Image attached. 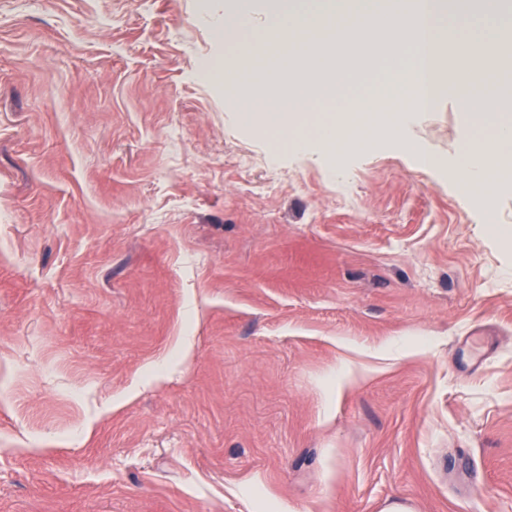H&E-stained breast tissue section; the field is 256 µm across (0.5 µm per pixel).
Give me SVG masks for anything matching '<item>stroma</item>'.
I'll return each instance as SVG.
<instances>
[{
  "mask_svg": "<svg viewBox=\"0 0 512 512\" xmlns=\"http://www.w3.org/2000/svg\"><path fill=\"white\" fill-rule=\"evenodd\" d=\"M223 10L0 0V512H512V184L243 127Z\"/></svg>",
  "mask_w": 512,
  "mask_h": 512,
  "instance_id": "obj_1",
  "label": "stroma"
}]
</instances>
